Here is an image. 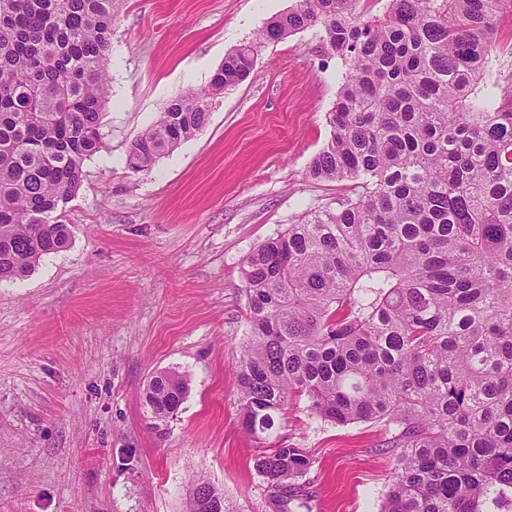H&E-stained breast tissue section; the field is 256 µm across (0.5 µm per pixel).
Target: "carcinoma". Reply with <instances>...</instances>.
Here are the masks:
<instances>
[{
  "label": "carcinoma",
  "instance_id": "carcinoma-1",
  "mask_svg": "<svg viewBox=\"0 0 512 512\" xmlns=\"http://www.w3.org/2000/svg\"><path fill=\"white\" fill-rule=\"evenodd\" d=\"M123 2L0 0V282L70 245L65 207L103 147ZM359 4L296 0L159 113L126 166L147 170L194 137L265 45L320 28L349 73L308 174L362 191L246 259L236 377L253 470L280 512L303 496L314 460L279 435L303 399L325 421L391 434L380 512H495L512 494V86L492 83L491 102L478 88L512 0ZM188 392L187 376L161 371L143 401L164 421ZM188 512L233 510L199 478Z\"/></svg>",
  "mask_w": 512,
  "mask_h": 512
}]
</instances>
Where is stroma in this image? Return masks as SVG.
I'll return each instance as SVG.
<instances>
[{
  "label": "stroma",
  "instance_id": "35a3bbf8",
  "mask_svg": "<svg viewBox=\"0 0 512 512\" xmlns=\"http://www.w3.org/2000/svg\"><path fill=\"white\" fill-rule=\"evenodd\" d=\"M294 4L125 0L104 147L64 216L72 241L0 282V512H186L196 478L237 512H275L239 418L242 271L264 240L355 195L308 175L348 67L314 28L269 44L196 136L148 170L125 161L171 100L206 88ZM161 371L187 375L190 392L157 424L142 393ZM284 434L315 459L292 512H379L394 472L380 424L339 426L300 402Z\"/></svg>",
  "mask_w": 512,
  "mask_h": 512
}]
</instances>
